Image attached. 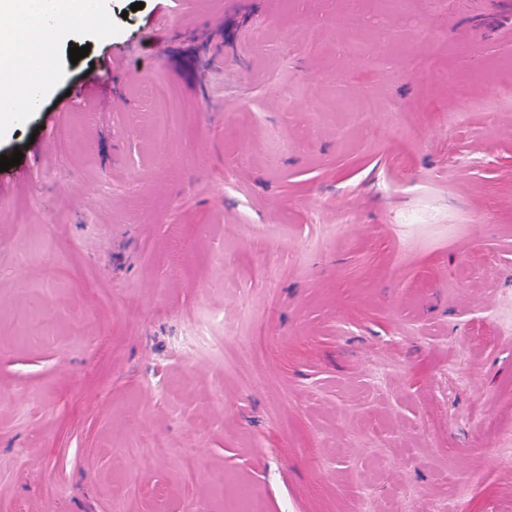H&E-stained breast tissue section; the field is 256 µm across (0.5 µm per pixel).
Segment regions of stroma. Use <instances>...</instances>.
<instances>
[{"instance_id":"obj_1","label":"stroma","mask_w":512,"mask_h":512,"mask_svg":"<svg viewBox=\"0 0 512 512\" xmlns=\"http://www.w3.org/2000/svg\"><path fill=\"white\" fill-rule=\"evenodd\" d=\"M133 2L0 117V501L512 512V14Z\"/></svg>"}]
</instances>
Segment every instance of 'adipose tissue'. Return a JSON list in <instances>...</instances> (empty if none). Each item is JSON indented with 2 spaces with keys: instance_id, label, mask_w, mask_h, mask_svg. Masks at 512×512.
<instances>
[{
  "instance_id": "adipose-tissue-1",
  "label": "adipose tissue",
  "mask_w": 512,
  "mask_h": 512,
  "mask_svg": "<svg viewBox=\"0 0 512 512\" xmlns=\"http://www.w3.org/2000/svg\"><path fill=\"white\" fill-rule=\"evenodd\" d=\"M96 0H0V17L18 21L16 30L0 31V42H18L28 38L27 54L39 51L41 40L56 39L69 18L93 7Z\"/></svg>"
}]
</instances>
